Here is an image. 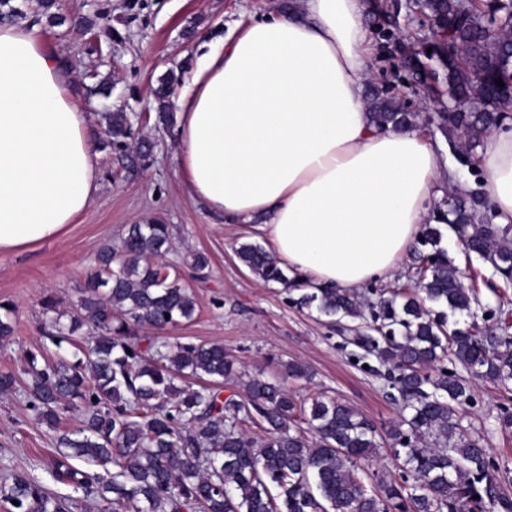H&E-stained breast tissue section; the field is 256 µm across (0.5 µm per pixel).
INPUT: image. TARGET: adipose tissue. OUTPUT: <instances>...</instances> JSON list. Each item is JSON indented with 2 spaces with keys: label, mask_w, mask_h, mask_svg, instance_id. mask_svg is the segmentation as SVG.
Here are the masks:
<instances>
[{
  "label": "adipose tissue",
  "mask_w": 512,
  "mask_h": 512,
  "mask_svg": "<svg viewBox=\"0 0 512 512\" xmlns=\"http://www.w3.org/2000/svg\"><path fill=\"white\" fill-rule=\"evenodd\" d=\"M365 0H301L218 44L177 113L188 196L255 223L289 272L355 290L392 275L424 225L440 164L421 134L375 128ZM99 154L56 58L0 24V254L60 238L98 189ZM499 223H512V131L481 156Z\"/></svg>",
  "instance_id": "1"
}]
</instances>
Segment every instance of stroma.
Segmentation results:
<instances>
[{
    "instance_id": "stroma-1",
    "label": "stroma",
    "mask_w": 512,
    "mask_h": 512,
    "mask_svg": "<svg viewBox=\"0 0 512 512\" xmlns=\"http://www.w3.org/2000/svg\"><path fill=\"white\" fill-rule=\"evenodd\" d=\"M276 2L59 0L62 15L94 19V27L77 31L49 23L41 0H12L22 11L20 24L35 30L61 63L91 132H99L101 113L121 109L133 114L136 134L151 137L155 149L151 161L132 173L117 155L101 154L99 189L62 237L0 255V303L10 305L15 328L12 336L0 340V372L22 373L27 352L43 345L44 298H53L58 313L69 317L97 252L117 245L127 225L159 221L171 231L167 266L183 268L195 251L205 252L210 266L205 279L189 282L196 301L193 318L166 330L145 327L142 335L171 345L223 344L240 373L225 381V394L243 397L244 378H278L283 363L297 361L310 373L309 378L287 382L299 398L324 395L352 405L377 425L399 422L401 402L384 378L383 366L373 358L364 364L353 361L355 349L344 346L339 327L299 305L298 287L264 283L240 263L236 248L256 239L251 225L221 223L189 198L179 172L176 129L156 122L152 89L158 79L172 71L181 82H189L198 58L212 44L274 9ZM383 2L391 17H365L374 86L404 99L415 113L414 127L444 172L435 193L445 195L453 177L462 193L482 197L485 175L466 166L468 143L459 135L447 139L434 123L448 101L445 85L412 92L402 65L416 40L430 36L429 22L415 12L413 0ZM473 386V401L459 409L462 424L481 439L505 479V492L512 495V432L497 422L512 395L488 380L474 381ZM55 450L54 432L34 418L24 390L0 395V478L23 472L52 494H72V487L57 482L47 466Z\"/></svg>"
}]
</instances>
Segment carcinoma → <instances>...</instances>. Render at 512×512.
Returning a JSON list of instances; mask_svg holds the SVG:
<instances>
[{
    "instance_id": "carcinoma-1",
    "label": "carcinoma",
    "mask_w": 512,
    "mask_h": 512,
    "mask_svg": "<svg viewBox=\"0 0 512 512\" xmlns=\"http://www.w3.org/2000/svg\"><path fill=\"white\" fill-rule=\"evenodd\" d=\"M422 8L438 22L433 55L443 73L424 71L413 56L405 66L416 86L444 76L448 106L438 113L437 127L445 136L453 130L477 142L501 127L506 100L495 80H507L512 71V47L488 32L483 16L491 14L490 22L507 31L512 13L490 0H423ZM177 81L171 71L153 91L157 121L164 126L174 121L169 98ZM368 110L380 129L413 126L414 113L405 102L383 90L370 95ZM101 119V148L118 153L126 169L152 157L147 138L128 146V113L103 112ZM494 218L487 200L461 193L448 207V229L507 287L512 224H495ZM421 239L433 252L422 258L413 289L379 297L371 323L344 327L345 342L362 351L360 358L372 356L390 366L389 381L408 412L387 430L401 479L369 484L358 472V462L376 455L381 431L353 406L321 396L305 406L282 383L259 377L245 384L244 400L225 397L224 381L236 377L237 365L223 345L184 342L168 348L138 335L143 327L175 326L195 310L190 289L159 264L170 229L158 222L130 224L118 247L102 248L69 322L51 318L43 337L59 350L73 347L72 356L50 360L42 348L26 354L24 385L35 418L55 430L64 412L82 410L78 424L57 438L55 475L97 500L102 512H327L326 502L333 512H512L496 464L464 432L457 415L458 406L472 399L470 379L509 389L512 336L479 325L488 321V308L475 289L461 284L458 268L440 247V227L423 225ZM236 256L260 280L287 282L262 245L242 243ZM186 264L202 279L210 261L194 252ZM298 303L338 324L363 317L358 298L338 288L314 286ZM450 315L472 322L451 330ZM85 326L97 336L84 349L75 336ZM187 377L203 385L174 384ZM248 422L264 434L248 435ZM0 498L18 501L13 512L78 509L77 499L50 494L24 472L0 485Z\"/></svg>"
}]
</instances>
